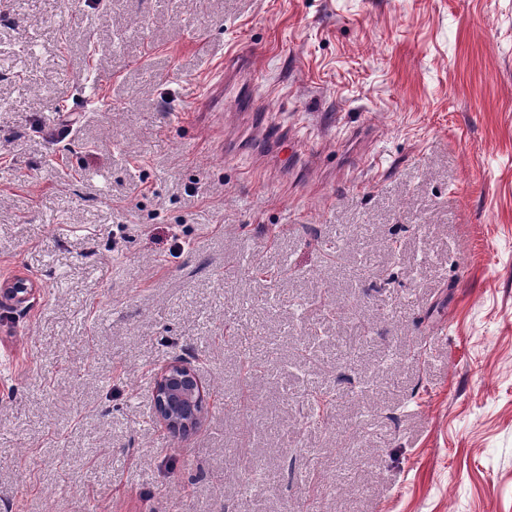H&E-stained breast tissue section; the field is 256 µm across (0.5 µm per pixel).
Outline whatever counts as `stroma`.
<instances>
[{"instance_id": "35a3bbf8", "label": "stroma", "mask_w": 512, "mask_h": 512, "mask_svg": "<svg viewBox=\"0 0 512 512\" xmlns=\"http://www.w3.org/2000/svg\"><path fill=\"white\" fill-rule=\"evenodd\" d=\"M0 512H512V0H0ZM205 397L199 369L189 361L175 359L155 374V418L173 432H188L200 425Z\"/></svg>"}]
</instances>
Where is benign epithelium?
I'll use <instances>...</instances> for the list:
<instances>
[{
	"instance_id": "1",
	"label": "benign epithelium",
	"mask_w": 512,
	"mask_h": 512,
	"mask_svg": "<svg viewBox=\"0 0 512 512\" xmlns=\"http://www.w3.org/2000/svg\"><path fill=\"white\" fill-rule=\"evenodd\" d=\"M156 420L173 432L197 428L204 414L205 390L199 369L189 361L175 359L154 377Z\"/></svg>"
}]
</instances>
